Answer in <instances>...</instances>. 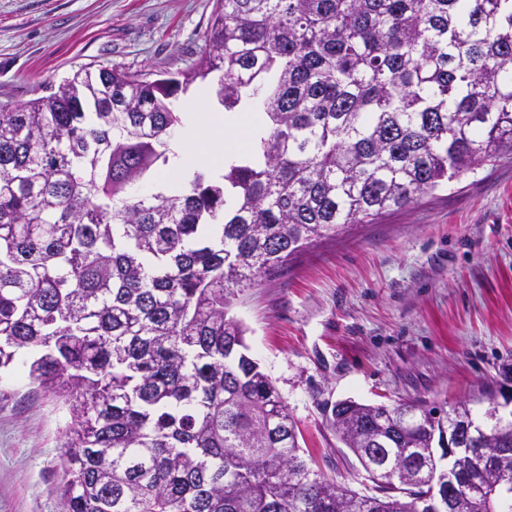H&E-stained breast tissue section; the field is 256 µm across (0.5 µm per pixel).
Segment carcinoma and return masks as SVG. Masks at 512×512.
Returning <instances> with one entry per match:
<instances>
[{
    "instance_id": "1",
    "label": "carcinoma",
    "mask_w": 512,
    "mask_h": 512,
    "mask_svg": "<svg viewBox=\"0 0 512 512\" xmlns=\"http://www.w3.org/2000/svg\"><path fill=\"white\" fill-rule=\"evenodd\" d=\"M253 101L254 154L222 180L167 165L175 102ZM512 156V0H217L201 56L162 82L82 69L0 106V369L65 398L60 512H423L470 428L464 512H512V417L486 387L443 410L337 401L372 493L313 468L247 354L235 293L312 241Z\"/></svg>"
}]
</instances>
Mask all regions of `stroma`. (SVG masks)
<instances>
[{"mask_svg": "<svg viewBox=\"0 0 512 512\" xmlns=\"http://www.w3.org/2000/svg\"><path fill=\"white\" fill-rule=\"evenodd\" d=\"M216 0H0V105L84 67L170 71L200 56ZM231 315L285 399L306 458L358 488L332 405H445L512 364V159L371 224L314 243L232 300ZM61 397L0 371V512H59Z\"/></svg>", "mask_w": 512, "mask_h": 512, "instance_id": "35a3bbf8", "label": "stroma"}]
</instances>
